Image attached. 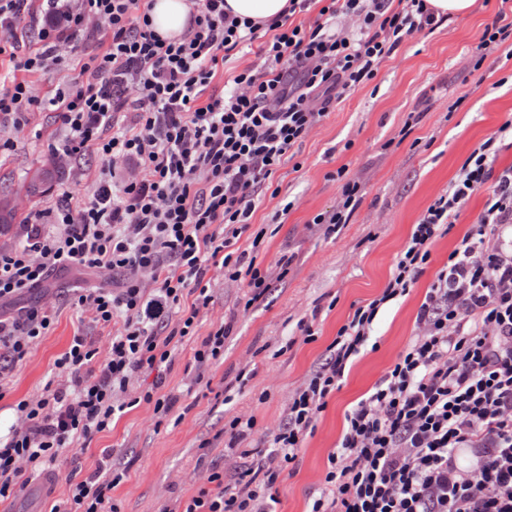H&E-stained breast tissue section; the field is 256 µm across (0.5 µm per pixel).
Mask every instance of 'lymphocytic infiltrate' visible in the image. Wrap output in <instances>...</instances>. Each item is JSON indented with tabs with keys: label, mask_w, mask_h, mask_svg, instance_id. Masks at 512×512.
I'll return each mask as SVG.
<instances>
[{
	"label": "lymphocytic infiltrate",
	"mask_w": 512,
	"mask_h": 512,
	"mask_svg": "<svg viewBox=\"0 0 512 512\" xmlns=\"http://www.w3.org/2000/svg\"><path fill=\"white\" fill-rule=\"evenodd\" d=\"M189 4L186 30L167 39L152 29L147 0H0V56L15 70L0 77V115L57 112L64 133L55 155L101 163L82 205L65 194L30 210L20 244L0 248V392L52 325L44 308L13 304L51 272L112 275V283L79 289L76 304L93 322L120 324L105 359L74 336L55 362L57 381L17 403L12 434L0 440V501L136 401L163 417L173 410L175 398L154 389L135 398L131 386L140 371L173 361L192 335L211 302L210 269L234 281L248 276L251 301L263 297L266 276L239 270L231 252L251 226L259 189L333 104L373 79L405 39L438 23L426 0H328L309 26L242 19L225 12L224 0ZM26 18L39 26L37 45L20 57ZM263 30L272 38L261 49L262 71H244L228 94L204 98L230 52ZM82 37L98 53L64 90L36 95L30 74L70 59ZM126 109L138 120L118 125ZM510 136L512 119L472 150L414 224L381 294L355 307L329 358L292 393L271 450L252 458L242 443L255 420L235 417L228 448L242 464L209 470L183 512H274L277 483L365 348L380 308L409 293L436 238L479 194L483 210L428 286L408 347L346 413L310 512H512V165H496ZM336 176L341 197L315 218L328 235L360 203L358 181L342 168ZM117 483L99 465L73 484L69 507L50 512H118Z\"/></svg>",
	"instance_id": "1"
}]
</instances>
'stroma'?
I'll return each instance as SVG.
<instances>
[{
	"label": "stroma",
	"mask_w": 512,
	"mask_h": 512,
	"mask_svg": "<svg viewBox=\"0 0 512 512\" xmlns=\"http://www.w3.org/2000/svg\"><path fill=\"white\" fill-rule=\"evenodd\" d=\"M502 8L501 0H475L470 13L443 18L433 31L402 43L372 80L336 103L294 147L292 158L282 161L237 246L254 251L263 271L272 272L280 256H290L288 272L272 277L264 299L252 305L245 281L212 273V302L165 372L164 392L178 399L174 414L158 418L145 403L126 409L88 448L69 454L50 496H43L37 480L24 497L0 503V512H49L68 499L70 482L93 472L107 452L113 471L122 475L112 490L120 512H180L211 463L223 462L226 430L235 416L248 414L256 421L244 448L269 447L292 391L324 363L354 307L383 291L413 225L445 193L473 148L512 118V40L482 56L476 51L484 28ZM412 112L419 121L408 131L404 125ZM58 127L48 110L30 113L19 129L11 118H0L1 186H18L27 169L49 156ZM342 166L359 181L361 200L349 223L327 237L312 219L335 209L342 187L336 171ZM483 204V196L471 199L458 223L434 243L430 264L409 294L380 309L371 348L362 350L328 397L313 433L278 484L276 512H307L323 486L347 411L410 343L435 272ZM258 231L263 239L256 247ZM92 283L83 270L67 268L26 297V304L52 307L53 325L16 365L0 397V437L15 420L17 403L54 379V362L74 334L83 333L98 351L106 350L113 326L93 322L73 299L75 287ZM227 320L233 332L224 342L223 360L208 368L210 385L195 383L186 369L194 349ZM302 320L310 334L300 330Z\"/></svg>",
	"instance_id": "1"
}]
</instances>
